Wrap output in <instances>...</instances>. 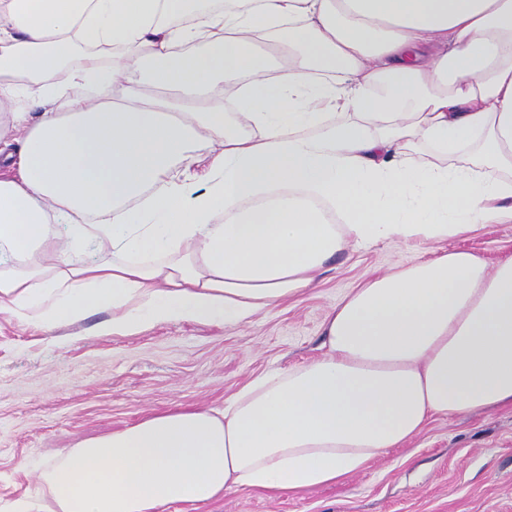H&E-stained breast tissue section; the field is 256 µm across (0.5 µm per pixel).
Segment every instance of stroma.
<instances>
[{
    "instance_id": "stroma-1",
    "label": "stroma",
    "mask_w": 512,
    "mask_h": 512,
    "mask_svg": "<svg viewBox=\"0 0 512 512\" xmlns=\"http://www.w3.org/2000/svg\"><path fill=\"white\" fill-rule=\"evenodd\" d=\"M495 265L512 256V224H490L435 243H381L337 253L314 287L233 326L190 321L133 336H41L0 315V512L19 499L44 512L35 469L63 449L181 404L223 407L251 377L320 354L329 310L365 276L439 248ZM168 512H512V408L433 418L414 439L364 470L315 489L238 488Z\"/></svg>"
}]
</instances>
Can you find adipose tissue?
Masks as SVG:
<instances>
[{
  "instance_id": "obj_1",
  "label": "adipose tissue",
  "mask_w": 512,
  "mask_h": 512,
  "mask_svg": "<svg viewBox=\"0 0 512 512\" xmlns=\"http://www.w3.org/2000/svg\"><path fill=\"white\" fill-rule=\"evenodd\" d=\"M511 223L512 0H0V314L43 335L236 325L342 249ZM321 350L65 449L48 512L313 489L512 407V256L365 277Z\"/></svg>"
}]
</instances>
